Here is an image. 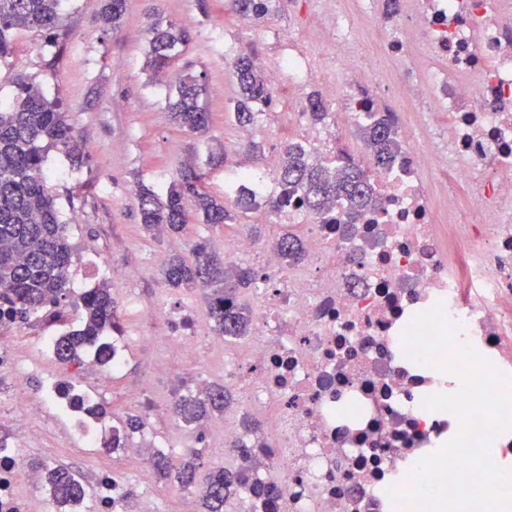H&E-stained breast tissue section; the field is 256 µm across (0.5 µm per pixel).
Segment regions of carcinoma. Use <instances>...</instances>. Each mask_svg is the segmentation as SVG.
I'll return each instance as SVG.
<instances>
[{"instance_id": "1", "label": "carcinoma", "mask_w": 512, "mask_h": 512, "mask_svg": "<svg viewBox=\"0 0 512 512\" xmlns=\"http://www.w3.org/2000/svg\"><path fill=\"white\" fill-rule=\"evenodd\" d=\"M270 2L228 0L231 10L256 20L271 15ZM61 5L62 0H0V59L11 51L16 34L34 28L54 29ZM125 14L126 0H101L99 17L104 27H121ZM148 31L145 71L156 82L174 83L176 96L168 102L172 120L191 132L206 131L210 113L199 105L203 84L197 77L173 69L176 50L190 42L189 31L159 17L150 21ZM232 77L239 95L233 119L246 128L253 124L256 109L271 101L272 92L263 71L250 56H240L233 62ZM15 83L17 92L11 105L0 107V305L9 306L18 322L46 309L50 323L59 324L70 297L74 253L67 225L60 221L56 199L47 187L44 154L55 149L77 168L85 164L87 155L73 128L59 112L58 104L47 100L39 86L27 77L19 76ZM362 139L377 168L391 167L401 150L394 122L388 115L364 124ZM283 153L279 171L283 194L269 201L271 210L297 196L310 214L322 216L336 206V200L343 199L353 221L378 203L364 166L314 165L302 150L290 145L284 147ZM197 180L199 177L190 179L182 172L164 189L140 187L138 209L146 233L179 232L191 209L204 223L215 226H224L232 219L230 205L251 209L252 203L241 198L231 204L215 199L198 187ZM278 251L285 266L299 261L303 257L300 236L286 232L278 239ZM193 256L190 263L179 255L169 257L163 270L168 285L208 291V318L217 335L227 340L248 335L252 312L239 301L238 294L242 289L255 287L259 273L252 268L225 264L222 257L204 245L195 246ZM80 300V325L56 340V359L63 364L79 361L90 348L97 353L101 365H109L112 343L108 333L118 328L117 307L110 288L104 284L89 288L80 295ZM228 402L224 386L213 385L201 396H179L172 410L181 422L201 426L211 412L224 410ZM153 466L164 476L176 470V482L181 489L195 484V455L177 466L157 456ZM39 471L59 509L83 503L84 484L68 468L42 465ZM244 490L270 498L276 495L277 486L254 482L248 467L212 470L200 488L202 512H224V502Z\"/></svg>"}]
</instances>
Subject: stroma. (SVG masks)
I'll use <instances>...</instances> for the list:
<instances>
[{"instance_id":"obj_1","label":"stroma","mask_w":512,"mask_h":512,"mask_svg":"<svg viewBox=\"0 0 512 512\" xmlns=\"http://www.w3.org/2000/svg\"><path fill=\"white\" fill-rule=\"evenodd\" d=\"M280 3L282 9L273 19L244 27L239 15L227 10L225 0H127L124 25L112 31L99 20V0H63L56 32L64 41V51L56 69L46 68L53 49L36 29L17 34L12 52L0 59V100L13 99L12 76L33 77L45 96L58 103L85 146L88 161L78 169L61 153L50 152L47 182L73 249H80L85 241L97 248L105 265L100 278L107 282L119 307L120 332L125 338V365L120 373L104 368L86 375L78 365L55 360L45 363L43 371L57 381L74 383L107 406L104 428L123 425L131 416L144 418L147 428L137 432V439L155 445L175 464L195 452L202 476L213 469L236 467L238 459L234 453L208 445L198 428L186 426L173 415L171 405L178 395L192 390L199 376L223 382L225 365L234 364L247 340L227 341L215 334L205 337L200 350L208 363L201 366L194 359L172 356L163 341L165 326L144 322L128 313L124 303L133 295L160 310L188 309L206 317L202 291H176L164 283L165 258L174 251L191 257L200 243L224 253L245 224H262L264 234L272 235L275 215L251 209L230 227H213L193 217L182 233L153 238L141 227L136 189L141 184L165 188L180 169L190 165L202 173V189L224 199V187L232 176L229 161L244 159L246 141L231 118L237 86L225 55L263 53L274 58L294 42L312 48L326 65H333L334 46L320 28L314 0ZM151 12L186 27L191 34L176 65L203 78L200 104L211 114L206 131L193 133L175 125L167 111L173 87L148 79L144 62ZM288 109L287 95H280L254 123L251 139L263 154L280 152L284 146L278 132ZM130 267L139 270L132 282L124 277ZM80 320L76 311L63 327L33 317L0 329V341L11 345L16 362L34 363L44 337L76 328ZM40 397L39 376L30 377L20 394L11 368L0 367V430L8 432L18 448L22 466L17 483L32 501L34 512H57L46 488L30 480L34 466L40 463L64 465L84 479L91 471H108L117 465L124 468L128 484L138 494L153 499L156 512H200L197 488L179 489L153 473L147 460L120 450L97 454L74 444L68 436V421L52 410L36 419L28 417L22 410L24 403ZM33 428L40 434L36 447L23 440Z\"/></svg>"}]
</instances>
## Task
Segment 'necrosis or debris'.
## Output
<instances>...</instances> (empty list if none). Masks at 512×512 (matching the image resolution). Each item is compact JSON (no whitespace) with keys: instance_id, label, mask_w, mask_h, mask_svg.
<instances>
[{"instance_id":"necrosis-or-debris-1","label":"necrosis or debris","mask_w":512,"mask_h":512,"mask_svg":"<svg viewBox=\"0 0 512 512\" xmlns=\"http://www.w3.org/2000/svg\"><path fill=\"white\" fill-rule=\"evenodd\" d=\"M367 2L376 16L395 18L382 46L393 62L386 79L362 66L336 0H316V8L334 32L345 83L309 51L256 58L273 88L294 89L291 141L314 162L361 158L335 123L301 110L310 87L363 122L396 90L425 107L426 121L401 126L395 167L374 170L380 210L355 224L340 205L320 217L294 201L278 211L277 225L304 229L301 263L282 267L275 247L258 248L245 232L226 250L227 261H248L264 277L252 298L256 331L225 374L261 431L246 436L228 423L211 439L267 454L278 494L255 512H404L390 489L411 490L409 470L459 430L454 414L423 408L445 380L411 358L402 340L413 317L436 303L458 341L512 376V0ZM422 52L433 61L426 77L416 63ZM281 160L234 164L228 192L278 198ZM452 182L471 187V218L445 228L431 198ZM159 318L169 348L197 356L208 326L186 311ZM44 406L70 419L73 441L100 451L89 422L50 377L40 406L25 411L36 416ZM96 480L101 512H155L120 472Z\"/></svg>"}]
</instances>
